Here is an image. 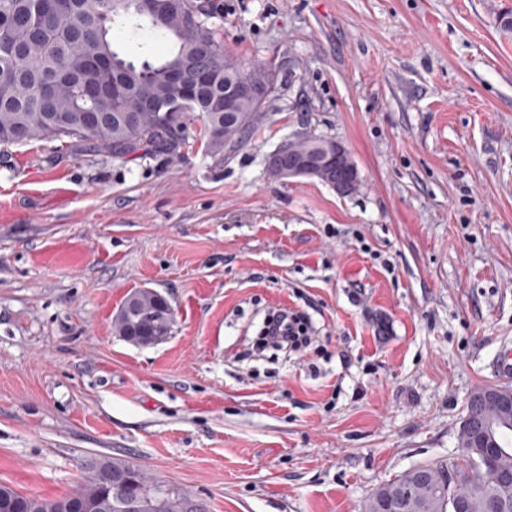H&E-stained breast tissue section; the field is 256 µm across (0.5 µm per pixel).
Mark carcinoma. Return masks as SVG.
I'll return each mask as SVG.
<instances>
[{"label": "carcinoma", "instance_id": "cac0c4a2", "mask_svg": "<svg viewBox=\"0 0 512 512\" xmlns=\"http://www.w3.org/2000/svg\"><path fill=\"white\" fill-rule=\"evenodd\" d=\"M156 15L137 11L135 0H0V145L38 139L71 138L93 144L122 159L168 151L184 140L185 116L198 113L214 157L237 143L254 124L253 100L242 99L232 119L213 109L211 100L224 95V80L244 82L253 74L224 64V51L209 26L211 14L193 26L185 16L197 11L193 0H163ZM146 23L172 43L164 58L146 54L130 59L112 47V28L130 21ZM213 61L215 82L187 108L181 87L172 80L176 69L192 70L203 54ZM330 138L305 134L288 142V154H320ZM356 165L345 157L339 165L315 171L328 185L351 176ZM174 312L158 291L143 288L127 296L112 318V330L143 347L172 335ZM494 435L501 451L487 460L474 446L471 428L458 432L468 452L455 484L445 482L442 464H420L376 489L364 512H501L512 503V423ZM493 465L508 483H484L478 473ZM91 472L73 493L46 499L0 484V512H206L205 508L160 485L132 464L95 457Z\"/></svg>", "mask_w": 512, "mask_h": 512}]
</instances>
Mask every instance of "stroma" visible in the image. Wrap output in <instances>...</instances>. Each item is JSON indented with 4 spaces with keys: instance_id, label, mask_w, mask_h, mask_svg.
<instances>
[{
    "instance_id": "obj_1",
    "label": "stroma",
    "mask_w": 512,
    "mask_h": 512,
    "mask_svg": "<svg viewBox=\"0 0 512 512\" xmlns=\"http://www.w3.org/2000/svg\"><path fill=\"white\" fill-rule=\"evenodd\" d=\"M241 68L273 63L255 129L212 157L69 139L0 146V484L70 494L120 458L207 512H363L448 464L512 344V0H202ZM116 50L164 56L147 28ZM356 163L348 195L271 174L303 134ZM171 337L112 332L133 291ZM314 343L256 357L265 312Z\"/></svg>"
}]
</instances>
